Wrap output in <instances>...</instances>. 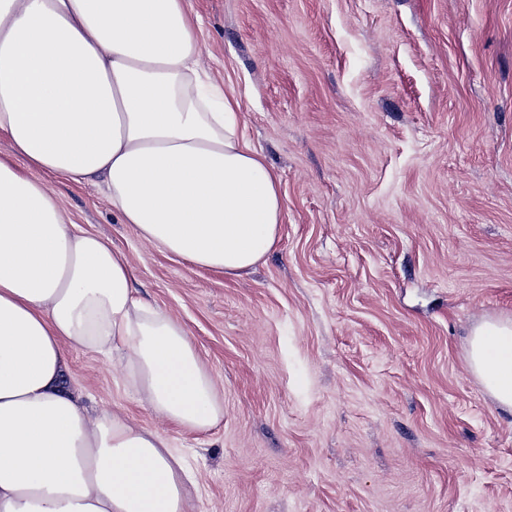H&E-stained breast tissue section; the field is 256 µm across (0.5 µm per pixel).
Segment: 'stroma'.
I'll return each instance as SVG.
<instances>
[{
  "mask_svg": "<svg viewBox=\"0 0 512 512\" xmlns=\"http://www.w3.org/2000/svg\"><path fill=\"white\" fill-rule=\"evenodd\" d=\"M202 70L278 175L279 239L238 277L162 253L102 180L42 179L128 258L224 393L164 428L187 512H512V411L468 367L512 317V0H189ZM92 409L162 428L102 356Z\"/></svg>",
  "mask_w": 512,
  "mask_h": 512,
  "instance_id": "obj_1",
  "label": "stroma"
}]
</instances>
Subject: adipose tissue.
<instances>
[{
  "instance_id": "1",
  "label": "adipose tissue",
  "mask_w": 512,
  "mask_h": 512,
  "mask_svg": "<svg viewBox=\"0 0 512 512\" xmlns=\"http://www.w3.org/2000/svg\"><path fill=\"white\" fill-rule=\"evenodd\" d=\"M188 0H0V512H187L183 458L70 382V352L123 361L121 381L182 431L224 418L183 325L137 297L123 252L75 230L38 179H104L123 223L233 276L274 248L279 179L239 105L203 82ZM471 371L512 410V319L474 327Z\"/></svg>"
}]
</instances>
